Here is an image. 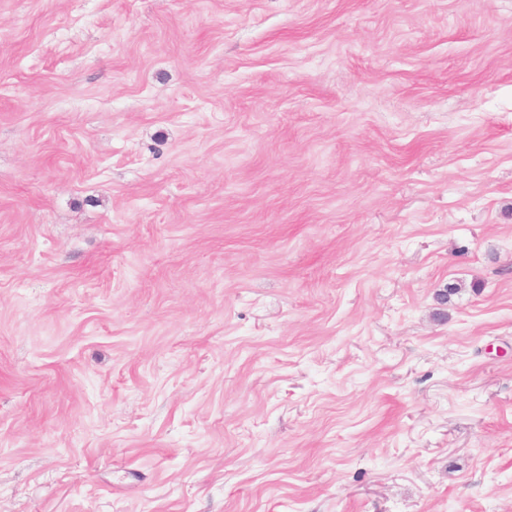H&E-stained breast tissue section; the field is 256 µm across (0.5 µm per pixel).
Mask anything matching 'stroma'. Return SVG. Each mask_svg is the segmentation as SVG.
Wrapping results in <instances>:
<instances>
[{
  "label": "stroma",
  "instance_id": "1",
  "mask_svg": "<svg viewBox=\"0 0 512 512\" xmlns=\"http://www.w3.org/2000/svg\"><path fill=\"white\" fill-rule=\"evenodd\" d=\"M0 512H512V0H0Z\"/></svg>",
  "mask_w": 512,
  "mask_h": 512
}]
</instances>
